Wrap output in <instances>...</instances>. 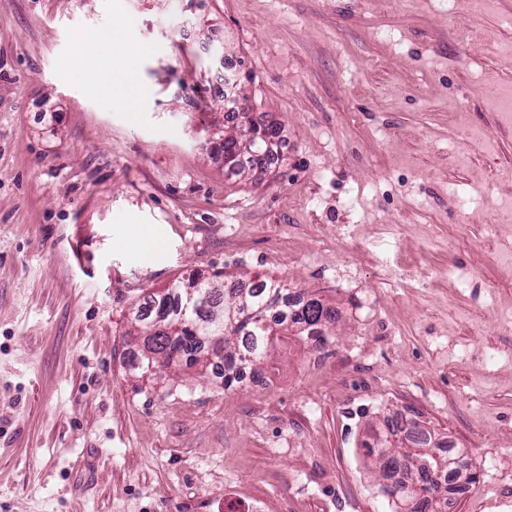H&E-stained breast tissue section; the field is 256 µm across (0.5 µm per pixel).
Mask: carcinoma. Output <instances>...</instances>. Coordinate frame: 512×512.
<instances>
[{
  "mask_svg": "<svg viewBox=\"0 0 512 512\" xmlns=\"http://www.w3.org/2000/svg\"><path fill=\"white\" fill-rule=\"evenodd\" d=\"M252 138L248 145L229 138L224 140L225 152L245 150L250 164L261 167L268 162L267 146L276 136V129L263 123H249ZM205 299L202 307L191 312L185 308V285L177 283L162 294L151 295L135 316V320H149V326L160 321L181 326L170 335L155 334L153 344L159 354V367L172 364L199 365L206 361L208 338L224 335V389L240 382L245 365L265 358L271 337L290 329L317 342H326L322 327L335 319L336 311L317 299L292 303L288 295L273 279H264L249 288L226 290L210 279L197 282ZM405 434L406 446L395 448L367 447L388 470L402 462L411 474L397 482L399 498L415 503L412 512H447L448 499L440 494L441 475H453L473 485L476 475L471 472L466 454L456 452L446 459L433 454L429 448L431 437L411 419L402 418L393 424L389 434Z\"/></svg>",
  "mask_w": 512,
  "mask_h": 512,
  "instance_id": "cac0c4a2",
  "label": "carcinoma"
}]
</instances>
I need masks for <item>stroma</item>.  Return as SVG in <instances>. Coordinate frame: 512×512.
<instances>
[{
	"label": "stroma",
	"mask_w": 512,
	"mask_h": 512,
	"mask_svg": "<svg viewBox=\"0 0 512 512\" xmlns=\"http://www.w3.org/2000/svg\"><path fill=\"white\" fill-rule=\"evenodd\" d=\"M119 24L134 112L66 67ZM228 67L279 130L249 174ZM511 114L512 0H0V512H399L365 445L400 417L467 450L448 512H512ZM213 275L321 299L327 343L135 370L138 306Z\"/></svg>",
	"instance_id": "1"
}]
</instances>
